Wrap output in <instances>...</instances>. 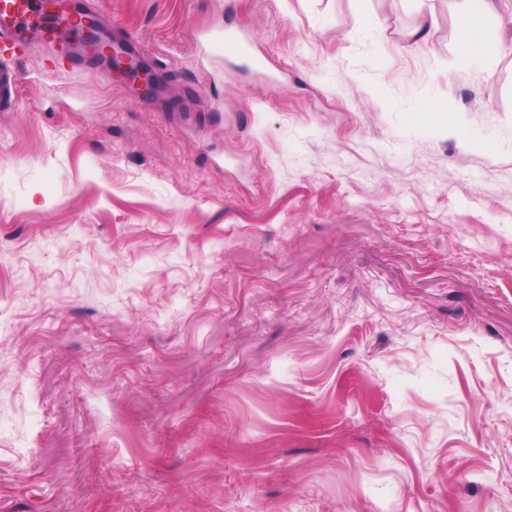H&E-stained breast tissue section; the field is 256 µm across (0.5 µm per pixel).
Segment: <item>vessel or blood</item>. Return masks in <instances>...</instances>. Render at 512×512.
Listing matches in <instances>:
<instances>
[{"mask_svg": "<svg viewBox=\"0 0 512 512\" xmlns=\"http://www.w3.org/2000/svg\"><path fill=\"white\" fill-rule=\"evenodd\" d=\"M97 13L96 0H89L84 13L74 9L72 0H0V107L20 105L21 75L12 60L33 41L51 42L68 36L73 53L65 62L69 68L96 56L98 48L86 37L85 20ZM198 48L208 59L221 53L228 59L250 60L256 67L262 64L246 33L234 25L203 32Z\"/></svg>", "mask_w": 512, "mask_h": 512, "instance_id": "vessel-or-blood-1", "label": "vessel or blood"}]
</instances>
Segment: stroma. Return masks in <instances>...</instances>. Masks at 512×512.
Listing matches in <instances>:
<instances>
[{"label": "stroma", "mask_w": 512, "mask_h": 512, "mask_svg": "<svg viewBox=\"0 0 512 512\" xmlns=\"http://www.w3.org/2000/svg\"><path fill=\"white\" fill-rule=\"evenodd\" d=\"M491 2L473 70L464 0H102L162 99L32 45L0 110V512H512ZM227 23L265 71L201 58ZM434 106L475 142L412 123ZM473 7L462 12L457 27L456 64L459 69L483 67L487 62V47L483 35V9L487 0H464ZM480 10L479 12H475Z\"/></svg>", "instance_id": "obj_1"}]
</instances>
